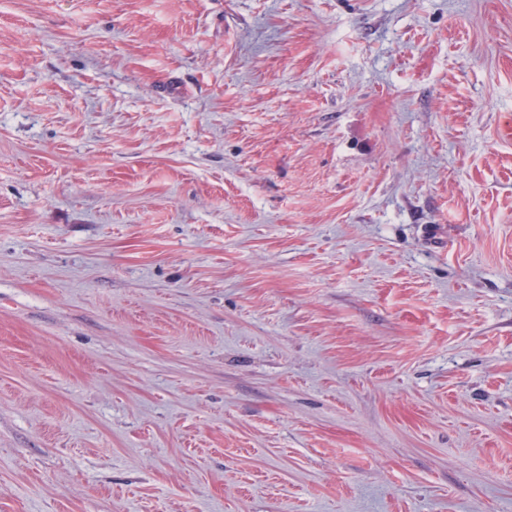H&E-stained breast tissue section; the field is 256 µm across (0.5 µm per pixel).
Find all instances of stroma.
I'll return each instance as SVG.
<instances>
[{"instance_id":"obj_1","label":"stroma","mask_w":512,"mask_h":512,"mask_svg":"<svg viewBox=\"0 0 512 512\" xmlns=\"http://www.w3.org/2000/svg\"><path fill=\"white\" fill-rule=\"evenodd\" d=\"M0 512H512V0H0Z\"/></svg>"}]
</instances>
